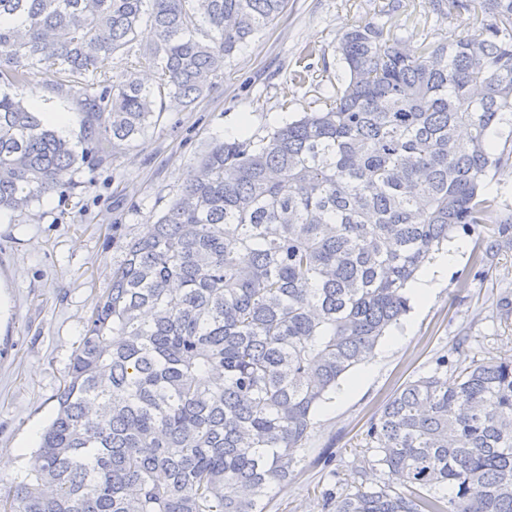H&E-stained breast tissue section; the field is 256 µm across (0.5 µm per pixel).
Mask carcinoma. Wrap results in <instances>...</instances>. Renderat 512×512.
Returning <instances> with one entry per match:
<instances>
[{
	"label": "carcinoma",
	"instance_id": "obj_1",
	"mask_svg": "<svg viewBox=\"0 0 512 512\" xmlns=\"http://www.w3.org/2000/svg\"><path fill=\"white\" fill-rule=\"evenodd\" d=\"M288 0H0V210L79 163L116 161L191 107ZM473 32L340 38L333 103L213 143L144 237L121 243L57 410L4 512H266L313 416L410 310L407 284L461 225L508 223L485 184L512 113V0H425ZM396 28L417 25L396 0ZM150 25L155 41L134 49ZM135 56L121 77L116 56ZM46 64L82 115L63 138L7 89ZM406 383L366 451L393 482L330 512H512V359Z\"/></svg>",
	"mask_w": 512,
	"mask_h": 512
}]
</instances>
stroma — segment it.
I'll return each instance as SVG.
<instances>
[{
  "instance_id": "stroma-1",
  "label": "stroma",
  "mask_w": 512,
  "mask_h": 512,
  "mask_svg": "<svg viewBox=\"0 0 512 512\" xmlns=\"http://www.w3.org/2000/svg\"><path fill=\"white\" fill-rule=\"evenodd\" d=\"M389 0H288L272 25L227 60L214 85L186 112H167L113 164L79 165L67 183L25 212L0 211V453L13 460L0 473V498L26 466L52 418L71 355L84 335L92 302L109 288L121 258L117 242L140 237L180 193L195 159L213 142L247 130L259 139L303 109L329 104L344 76L341 34L369 19L391 24ZM471 31L470 16H430L398 30L414 43ZM318 53L308 81L293 84L299 51ZM54 70L35 69L17 96L38 112H71L55 95ZM486 190L497 196L500 224L460 227L428 303L392 326L372 357L351 370L317 409L288 484L273 488L266 512H325L337 485L381 484L390 476L363 457L370 418L406 382L431 372L439 358L454 367L512 357V178L498 170ZM484 256L474 263V252Z\"/></svg>"
}]
</instances>
